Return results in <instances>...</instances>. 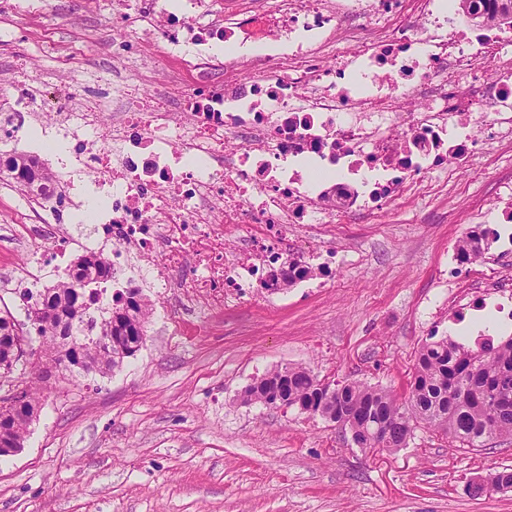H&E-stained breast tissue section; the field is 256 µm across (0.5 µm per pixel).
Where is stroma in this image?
Instances as JSON below:
<instances>
[{"mask_svg": "<svg viewBox=\"0 0 512 512\" xmlns=\"http://www.w3.org/2000/svg\"><path fill=\"white\" fill-rule=\"evenodd\" d=\"M30 5L0 68L33 57L55 67L75 41L62 19L81 0H0V16ZM510 185L512 144H481L447 196L375 224L338 215L325 287L248 292L209 332L154 302L143 347L112 373L39 382L22 451L0 457V512H512V491L468 493L512 466V443L465 450L421 427L406 448L371 454L320 417L241 400L285 365L405 395L418 349L449 335L448 303L468 288L450 257L473 216L501 234L481 265L512 245V223H498Z\"/></svg>", "mask_w": 512, "mask_h": 512, "instance_id": "stroma-1", "label": "stroma"}]
</instances>
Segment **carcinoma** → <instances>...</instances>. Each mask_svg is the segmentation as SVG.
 I'll use <instances>...</instances> for the list:
<instances>
[{"label":"carcinoma","mask_w":512,"mask_h":512,"mask_svg":"<svg viewBox=\"0 0 512 512\" xmlns=\"http://www.w3.org/2000/svg\"><path fill=\"white\" fill-rule=\"evenodd\" d=\"M28 180L43 176L37 162L23 154L11 161ZM496 237L468 233L457 243L464 257L479 258ZM28 298L53 313L50 320L30 321L32 331L19 329L9 309H0V371L20 364L31 341L45 351L38 368L64 369L73 378L107 375L124 359L134 356L146 340L151 304L129 301L123 306L91 312L98 291L80 277L61 281ZM288 399V407L340 425L359 448L396 451L406 447L413 430L423 426L450 438L464 449L482 448L492 439L512 442V336L496 344L466 347L449 336L423 344L418 351L409 395L401 400L392 391L363 382L330 386L310 370L290 366L273 370L262 384L243 393L246 403L275 405ZM26 410L0 421V437L24 441L42 408L37 389L23 392ZM471 495L512 491V468L504 467L489 478L469 485Z\"/></svg>","instance_id":"obj_1"}]
</instances>
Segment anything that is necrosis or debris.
<instances>
[{
    "label": "necrosis or debris",
    "mask_w": 512,
    "mask_h": 512,
    "mask_svg": "<svg viewBox=\"0 0 512 512\" xmlns=\"http://www.w3.org/2000/svg\"><path fill=\"white\" fill-rule=\"evenodd\" d=\"M413 4L398 25L401 0H279L272 14L215 17L206 0H183L177 15L166 0H113L128 39L99 80L115 95L81 94L76 65L52 73L32 59L0 71V168L27 152L28 125L64 143L42 183L10 175L41 219L16 227L12 280L73 275L74 262L47 257L37 242L53 235L60 252H90L57 229L61 203L77 198L110 201L91 213L95 235L112 246L108 278L90 280L106 302L175 290L192 315H220L225 299L273 294L297 275L306 258L284 251L299 229L325 244L323 271L334 275L337 214L376 220L401 200L447 194L477 140L476 109L512 132V28L452 39L441 0ZM235 33L252 43L227 60L200 48ZM132 38L160 49L149 63L165 75L152 90L142 68L127 65ZM340 43L347 52L324 64ZM51 73L79 98L44 101ZM402 100L421 108L399 111ZM307 160L352 179L321 186L305 177Z\"/></svg>",
    "instance_id": "1"
}]
</instances>
